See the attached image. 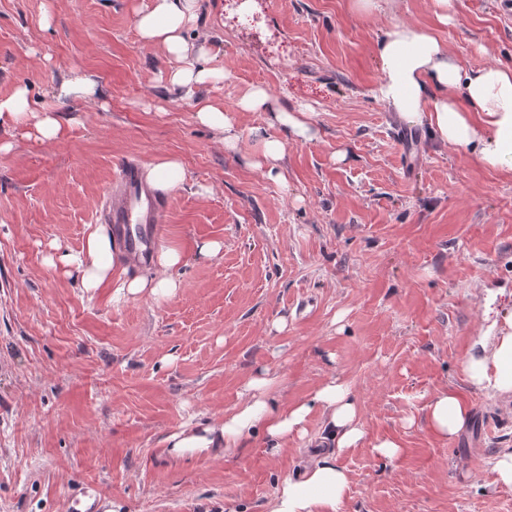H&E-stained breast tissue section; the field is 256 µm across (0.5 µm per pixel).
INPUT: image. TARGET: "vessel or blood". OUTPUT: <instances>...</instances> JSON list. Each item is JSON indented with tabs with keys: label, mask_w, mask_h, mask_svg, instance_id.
Returning <instances> with one entry per match:
<instances>
[{
	"label": "vessel or blood",
	"mask_w": 512,
	"mask_h": 512,
	"mask_svg": "<svg viewBox=\"0 0 512 512\" xmlns=\"http://www.w3.org/2000/svg\"><path fill=\"white\" fill-rule=\"evenodd\" d=\"M115 168L116 174L97 207V217L107 225L129 263L145 265L158 245L169 203L148 183L138 160L119 161Z\"/></svg>",
	"instance_id": "vessel-or-blood-1"
}]
</instances>
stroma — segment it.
<instances>
[{"mask_svg":"<svg viewBox=\"0 0 512 512\" xmlns=\"http://www.w3.org/2000/svg\"><path fill=\"white\" fill-rule=\"evenodd\" d=\"M149 0H0V96L28 85L55 105L67 138L13 141L0 154V512H266L282 480L318 453L308 440L271 452L262 434L204 457L166 438L223 419L258 370L274 404L349 383L364 440L337 454L351 483L341 512H512L492 461L512 448V395L474 391L463 362L496 314L512 311V174L440 145L424 122L380 102L385 30H433L467 70L512 66L505 0H198L194 63L218 67L208 96L234 109L255 87L305 105L313 138L290 139L285 184L249 163L262 112H237L238 150L168 86L170 62L142 46ZM102 97L56 102L72 66ZM178 157L161 243L184 254L173 297L113 302L85 292L50 256L83 251L117 160ZM221 242L213 258L196 246ZM284 329H277L278 321ZM452 387L471 422L442 439L431 396ZM390 440L398 456L379 455Z\"/></svg>","mask_w":512,"mask_h":512,"instance_id":"35a3bbf8","label":"stroma"}]
</instances>
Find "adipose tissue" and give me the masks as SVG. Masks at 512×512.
<instances>
[{"label": "adipose tissue", "instance_id": "1", "mask_svg": "<svg viewBox=\"0 0 512 512\" xmlns=\"http://www.w3.org/2000/svg\"><path fill=\"white\" fill-rule=\"evenodd\" d=\"M197 19V0H151L136 17V28L145 46L164 52L173 61L168 82L190 93L204 84L220 82L223 72L189 65L195 46L186 38ZM381 77L375 94L384 104L409 122L427 121L433 137L442 145L465 150L491 171L512 172V67L497 63L466 72L449 55L446 45L433 33L410 24L391 25L378 44ZM197 120L219 136L227 149H236L239 134L232 112L222 102L200 97L194 102ZM238 110L263 112L266 128L255 132V160L268 179L284 183L281 161L286 145L272 133L284 126L294 138L307 141L311 127L307 109L283 107L266 88L257 87L238 102ZM22 126L30 139L45 143L61 140L67 128L54 110L34 109L30 90L18 85L8 97H0V121ZM120 252L105 230L89 233L84 256L64 254V266L76 269L86 289L104 283L113 286L112 298L119 301L148 294L174 295L179 283L172 271L184 260L181 251L170 247L155 258L153 276L121 277L115 267ZM463 372L471 388L492 389L512 394V312L498 315L488 331L477 337L465 358ZM274 380L261 373L249 385L244 401L223 421L170 435L171 455L202 454L213 448H233L248 434L263 433L273 451L289 440L304 438L312 405H319L324 425L318 437L324 444L347 449L365 437L360 413L349 386L328 380L312 403H294L272 409L269 393ZM430 429L440 437L458 436L470 421V407L454 389L436 393L426 406ZM350 487L347 471L335 455L311 463L296 479L280 483L267 504V512H340Z\"/></svg>", "mask_w": 512, "mask_h": 512}]
</instances>
